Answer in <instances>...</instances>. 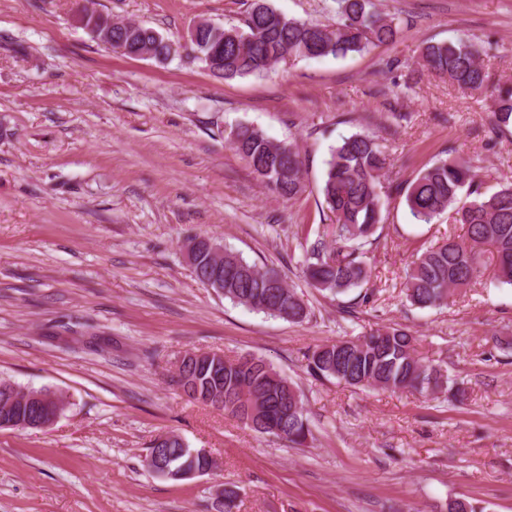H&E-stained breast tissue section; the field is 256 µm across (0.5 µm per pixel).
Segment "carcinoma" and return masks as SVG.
I'll return each instance as SVG.
<instances>
[{
  "label": "carcinoma",
  "mask_w": 512,
  "mask_h": 512,
  "mask_svg": "<svg viewBox=\"0 0 512 512\" xmlns=\"http://www.w3.org/2000/svg\"><path fill=\"white\" fill-rule=\"evenodd\" d=\"M336 22L325 25L290 19L271 7L268 0H252L244 27L203 23L190 40L192 50L214 56L211 73L226 80L263 76L287 60L363 53L373 46L393 43L399 33L396 18L377 9L373 0H336ZM83 27L109 50H124V56L168 58L179 45L151 27L131 22L113 24L112 16L94 11L85 16ZM482 49L475 43L432 42L423 44L420 60L424 68L446 77L463 91L491 89L493 125L512 127V86L495 83L481 62ZM233 148L252 173L271 193L291 200L305 188L304 162L300 154L283 142L268 138L260 129L239 124L231 130ZM389 155L379 139L355 133L330 148L321 185L328 210L336 226L332 243L322 237L304 248L302 266L309 284L332 295H344L370 277L369 248L381 222L385 205L384 182ZM480 167L470 160L444 159L425 167L404 189L410 214L429 224L451 213L465 227L464 235L426 248L406 272L405 296L421 309L448 305L451 293L465 290L484 276V257L492 255L493 279L512 286V181L499 182L490 194L482 191ZM214 240L194 236L186 250L204 263L220 269L216 281L224 298L288 322H300L308 308L295 289L274 268H260L232 251L217 260L211 256ZM418 339L407 329L384 327L357 340H337L317 347L308 357L310 375L334 379L352 387L370 386L385 391H409L425 399L441 392L461 399L466 390L448 375V369L417 354ZM190 389L224 391V411L239 418L246 406L256 412L260 425L254 431L274 435L302 445L311 434L301 395L270 364L254 356L224 359V375L211 368L188 366ZM17 400L0 402V421L33 423L23 389ZM201 468L209 461L183 451L181 436L167 434L159 447H150L145 467L159 463ZM448 512H485V506L468 498L448 502Z\"/></svg>",
  "instance_id": "obj_1"
}]
</instances>
